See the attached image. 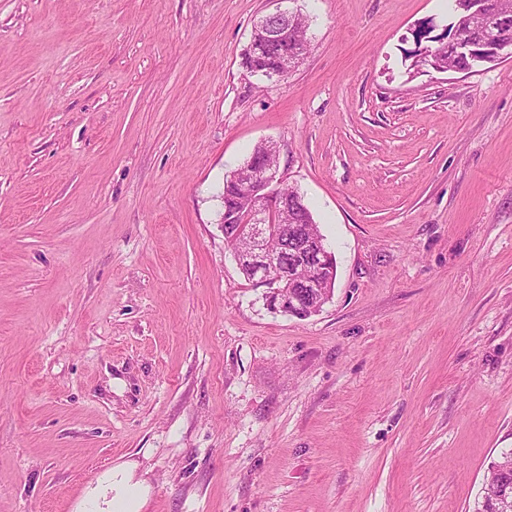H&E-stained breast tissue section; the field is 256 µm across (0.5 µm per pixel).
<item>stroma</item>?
I'll return each mask as SVG.
<instances>
[{
	"mask_svg": "<svg viewBox=\"0 0 512 512\" xmlns=\"http://www.w3.org/2000/svg\"><path fill=\"white\" fill-rule=\"evenodd\" d=\"M0 0V512L137 462L145 512H473L512 449V54L409 74L448 0ZM333 295L268 309L224 243L251 147ZM291 13L292 11H290V9H281L280 7H277L273 12L268 13L261 20H259V22H257L252 29L250 44L247 51L257 49L256 45H258L260 42H268L274 39L283 41L287 39L289 31L296 41H300L302 43L305 42L310 46L309 39L307 37L309 21L307 16L300 11H294L290 21L284 20L285 26L288 29L290 28L289 31H281L279 28L275 27V20L285 17ZM283 45L284 42H268L260 48L259 52H255L249 56H246L245 51L242 59L243 67L247 72H251L253 70H274L276 68V59L281 54ZM295 45L291 43L289 37L288 49L294 48L295 46L294 53H288V50L284 51L280 58L278 68L272 71L270 74L254 72L251 74L253 76H262L266 78L277 77L278 79H284L294 69L297 59H301V57H299V52L301 50L297 43Z\"/></svg>",
	"mask_w": 512,
	"mask_h": 512,
	"instance_id": "obj_1",
	"label": "stroma"
}]
</instances>
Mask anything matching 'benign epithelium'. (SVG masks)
I'll return each mask as SVG.
<instances>
[{
  "instance_id": "obj_1",
  "label": "benign epithelium",
  "mask_w": 512,
  "mask_h": 512,
  "mask_svg": "<svg viewBox=\"0 0 512 512\" xmlns=\"http://www.w3.org/2000/svg\"><path fill=\"white\" fill-rule=\"evenodd\" d=\"M288 14L290 10L278 7L259 20L252 29L248 50L261 42L287 39L289 31L275 27L274 21ZM507 48H512V35L505 28L472 44L448 41V49L469 57L476 65L500 60ZM299 52L298 47L292 53L283 52L278 68L268 77H287ZM238 186L243 209L224 213L222 228L224 233L231 232L246 242V249L234 254L240 270L266 287L265 300L270 309L299 318L315 314L331 298L332 289L323 276L333 256L319 241L306 238L298 224L293 225L287 244L277 249L269 246L275 225L288 223V201L281 196L279 166H250L246 180ZM273 267L280 271L275 281L267 279V271Z\"/></svg>"
}]
</instances>
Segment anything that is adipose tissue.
<instances>
[{
	"instance_id": "adipose-tissue-1",
	"label": "adipose tissue",
	"mask_w": 512,
	"mask_h": 512,
	"mask_svg": "<svg viewBox=\"0 0 512 512\" xmlns=\"http://www.w3.org/2000/svg\"><path fill=\"white\" fill-rule=\"evenodd\" d=\"M150 485L137 478L131 463L114 466L92 481L74 512H144Z\"/></svg>"
}]
</instances>
